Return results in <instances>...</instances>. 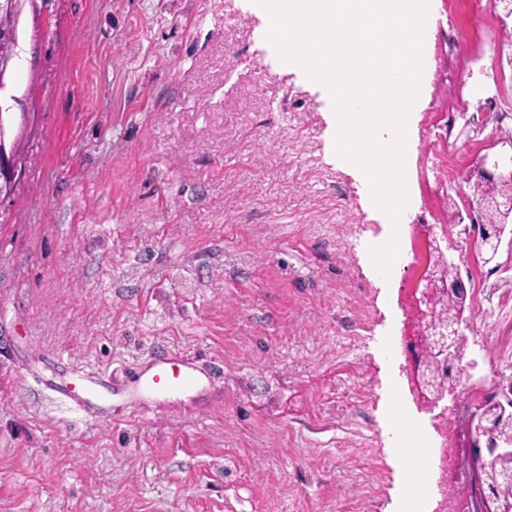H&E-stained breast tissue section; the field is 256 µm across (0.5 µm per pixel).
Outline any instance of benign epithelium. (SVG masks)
Listing matches in <instances>:
<instances>
[{"instance_id": "benign-epithelium-1", "label": "benign epithelium", "mask_w": 512, "mask_h": 512, "mask_svg": "<svg viewBox=\"0 0 512 512\" xmlns=\"http://www.w3.org/2000/svg\"><path fill=\"white\" fill-rule=\"evenodd\" d=\"M477 175L500 180L512 181V154L485 155L476 167ZM18 170L7 150L0 151V178L14 182ZM455 262V257L436 248L435 263L427 271L421 295L416 299V330L413 345L418 353L414 359L413 381L417 400L425 405H436L448 399L458 397V389L448 387V381L434 375L437 363L450 364L454 358L453 343L465 335L467 326L448 320V289L440 269ZM468 452L463 468L470 477L472 493L478 502L477 512H502L498 500L493 497L483 474L482 463L485 453L493 449L509 457L512 456V443L493 446L473 430L465 432Z\"/></svg>"}]
</instances>
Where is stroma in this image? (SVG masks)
<instances>
[{
	"mask_svg": "<svg viewBox=\"0 0 512 512\" xmlns=\"http://www.w3.org/2000/svg\"><path fill=\"white\" fill-rule=\"evenodd\" d=\"M435 0L405 221L468 298V388L512 369V231L484 261L463 180L512 147V42L494 9ZM255 0H27L0 197V512H401L393 393L414 325L371 261L390 219L329 158V92L267 40ZM201 388L83 412L55 366L121 383L159 352ZM18 170L14 166L11 159V152H7L5 146H2V153L0 151V178L2 180L15 182L17 179ZM16 187L15 183H4L0 184V197L11 194Z\"/></svg>",
	"mask_w": 512,
	"mask_h": 512,
	"instance_id": "obj_1",
	"label": "stroma"
}]
</instances>
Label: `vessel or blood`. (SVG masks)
<instances>
[{
    "instance_id": "b4317fda",
    "label": "vessel or blood",
    "mask_w": 512,
    "mask_h": 512,
    "mask_svg": "<svg viewBox=\"0 0 512 512\" xmlns=\"http://www.w3.org/2000/svg\"><path fill=\"white\" fill-rule=\"evenodd\" d=\"M131 389L143 395L176 397L195 390L201 378L192 364L173 355L158 360L147 371L132 372ZM58 393L81 406L111 405L112 389L98 376L71 372L55 386Z\"/></svg>"
}]
</instances>
